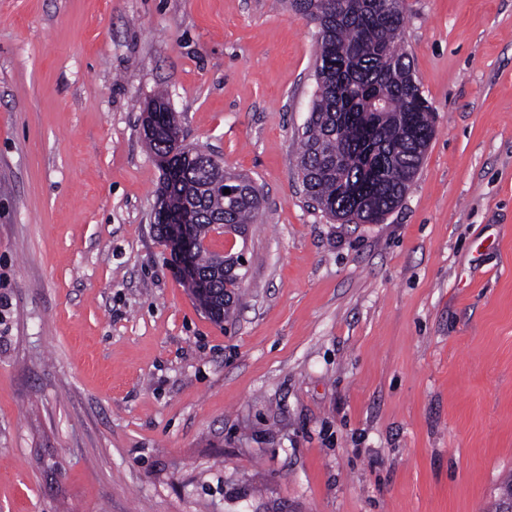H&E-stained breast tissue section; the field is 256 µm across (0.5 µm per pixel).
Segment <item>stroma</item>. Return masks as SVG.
<instances>
[{"mask_svg": "<svg viewBox=\"0 0 512 512\" xmlns=\"http://www.w3.org/2000/svg\"><path fill=\"white\" fill-rule=\"evenodd\" d=\"M434 115L379 224L313 208L286 0H0V512H488L512 474V0H406ZM253 180L199 308L142 108Z\"/></svg>", "mask_w": 512, "mask_h": 512, "instance_id": "obj_1", "label": "stroma"}]
</instances>
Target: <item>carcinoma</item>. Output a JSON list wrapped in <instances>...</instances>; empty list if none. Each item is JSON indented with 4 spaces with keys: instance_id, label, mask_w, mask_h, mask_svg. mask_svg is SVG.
<instances>
[{
    "instance_id": "cac0c4a2",
    "label": "carcinoma",
    "mask_w": 512,
    "mask_h": 512,
    "mask_svg": "<svg viewBox=\"0 0 512 512\" xmlns=\"http://www.w3.org/2000/svg\"><path fill=\"white\" fill-rule=\"evenodd\" d=\"M294 10L318 23L317 89L299 139V174L306 195L334 220L379 224L403 200L434 135L431 109L419 85L409 83L408 55L399 52L404 0L382 9L363 0L357 13L338 9L342 0H291ZM383 99L388 110L377 109ZM181 126L167 112L156 132L145 136L156 157L173 150L175 178L158 189V205L185 198L191 237H206L224 222L246 232L262 205L258 188L224 193L228 172L214 158L176 144ZM196 266L209 292L221 295L237 284L230 269L220 274V254L196 249Z\"/></svg>"
}]
</instances>
